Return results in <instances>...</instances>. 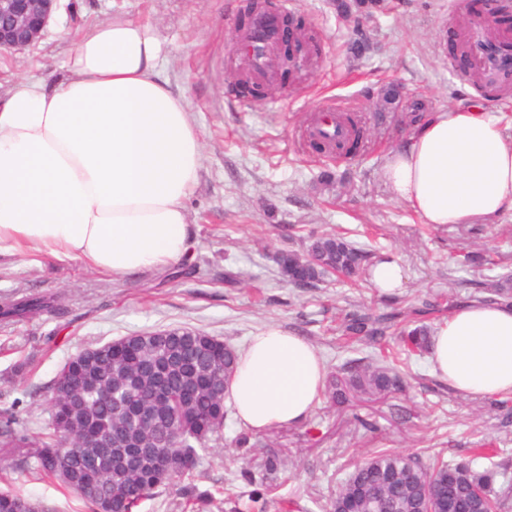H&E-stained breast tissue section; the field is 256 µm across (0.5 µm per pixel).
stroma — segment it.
Instances as JSON below:
<instances>
[{"instance_id":"35a3bbf8","label":"stroma","mask_w":512,"mask_h":512,"mask_svg":"<svg viewBox=\"0 0 512 512\" xmlns=\"http://www.w3.org/2000/svg\"><path fill=\"white\" fill-rule=\"evenodd\" d=\"M295 16L316 34L312 68L289 76V92L247 103L228 75L244 0H60L44 39L21 54H0V83L57 76L82 27L120 14L151 25L168 45L162 65L180 92L200 135L201 166L186 207L196 244L188 263L121 280L83 262L39 254L0 257V298L61 295L58 311L0 323V411L20 402L29 434L49 420L45 394L77 352L144 332L189 328L240 349L250 336L279 328L306 339L328 373L379 350H395L342 334L345 310L379 314L414 303L433 305L422 320H446L449 307L488 297L491 284L512 274V212L490 222L422 223L396 200L382 177L388 153L407 136L399 113L380 106L382 91L398 86L404 102L428 111L476 105L493 113L512 138V108L479 95L449 69L442 37L461 20L466 0H388L386 10L347 21L336 0H297ZM333 98L354 108L371 130L370 154L323 160L301 149L307 117ZM328 232L364 249L366 263L395 256L405 271L400 291L387 295L369 277L328 274L312 288L285 283L280 253L307 252ZM196 273H186V265ZM407 391L383 400L336 403L322 396L302 423L265 432L245 430L228 416L222 441L202 451L181 483L145 500L138 512H197L183 487L208 493L205 512H246L254 484L243 478L267 457L285 466L264 492L266 512H328L354 467L378 451L422 460L467 457L493 443L512 460V397L459 393L432 373L428 357L400 365ZM247 434L240 446L236 438ZM0 491L41 501L54 512H84L57 482L27 472L0 471Z\"/></svg>"}]
</instances>
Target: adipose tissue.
I'll use <instances>...</instances> for the list:
<instances>
[{
	"mask_svg": "<svg viewBox=\"0 0 512 512\" xmlns=\"http://www.w3.org/2000/svg\"><path fill=\"white\" fill-rule=\"evenodd\" d=\"M167 46L120 15L83 28L53 81L0 90V256L82 261L119 280L189 256L185 205L201 164L184 99L160 75ZM383 178L423 223L463 224L512 211V141L478 108L437 112L391 152ZM432 371L465 394L512 395V304L473 301L433 335ZM326 367L277 328L239 352L226 394L262 432L305 420Z\"/></svg>",
	"mask_w": 512,
	"mask_h": 512,
	"instance_id": "obj_1",
	"label": "adipose tissue"
}]
</instances>
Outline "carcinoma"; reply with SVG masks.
<instances>
[{"instance_id": "1", "label": "carcinoma", "mask_w": 512, "mask_h": 512, "mask_svg": "<svg viewBox=\"0 0 512 512\" xmlns=\"http://www.w3.org/2000/svg\"><path fill=\"white\" fill-rule=\"evenodd\" d=\"M380 8V0H339L342 15L351 8ZM371 141L359 133L351 144L336 149L340 155L363 153ZM364 259L341 234L316 238L307 254H281L280 270H291L300 281L314 287L330 269L345 277L359 274ZM54 306L43 297H25L0 302V319L7 321L42 312ZM418 315L415 309L403 315L371 316L349 313L344 332L360 340L379 343L398 336L399 354L406 358L429 351L426 326L407 327ZM122 346L105 343L84 363L76 364L67 383L73 394L64 398L50 389V418L35 436L22 428L20 414L10 408L0 421V460L16 468L57 481L78 497L88 512H137L141 503L158 490L192 471L197 449L222 438L228 416L224 387L232 375L234 349L197 330L134 334L121 338ZM166 370L172 395L170 413L175 432L169 433L132 418L127 406L135 398L150 402L156 372ZM397 367L379 363H346L331 375L327 389L332 398H379L402 390ZM127 441L149 448L153 456L135 463L123 448L99 444ZM498 455L496 448H475L472 455L455 463L435 459L424 463L415 456L381 452L358 465L342 482L329 504L330 512H434L442 501L448 512H512V485L495 487L496 478L508 470L506 461L480 467L479 461ZM0 512H49L42 503L10 491L0 492Z\"/></svg>"}]
</instances>
